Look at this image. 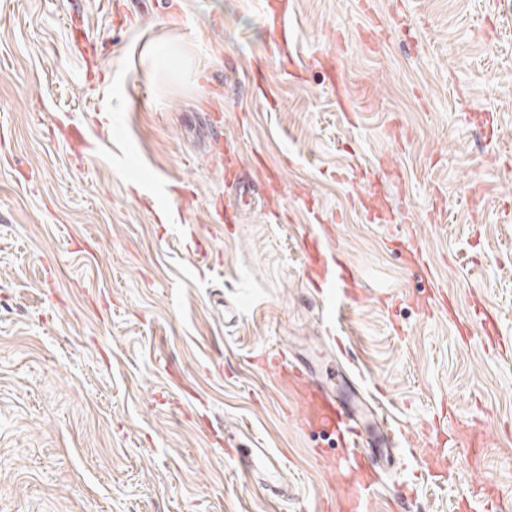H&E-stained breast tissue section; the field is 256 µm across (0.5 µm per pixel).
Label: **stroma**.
<instances>
[{
  "instance_id": "obj_1",
  "label": "stroma",
  "mask_w": 512,
  "mask_h": 512,
  "mask_svg": "<svg viewBox=\"0 0 512 512\" xmlns=\"http://www.w3.org/2000/svg\"><path fill=\"white\" fill-rule=\"evenodd\" d=\"M287 2L292 66L262 0H0V512H324L342 449L255 358L324 373L327 336L406 435L484 438L442 476L400 448L367 512L512 504V0ZM234 176L282 194L212 222ZM321 224L362 290L331 318Z\"/></svg>"
}]
</instances>
